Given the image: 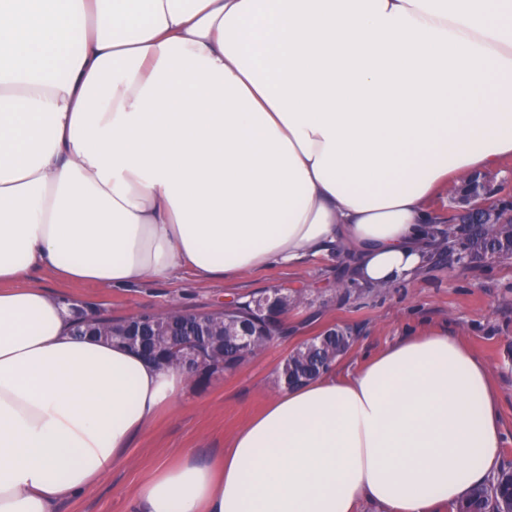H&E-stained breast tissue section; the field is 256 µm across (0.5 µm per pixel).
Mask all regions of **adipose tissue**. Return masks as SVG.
<instances>
[{"label":"adipose tissue","instance_id":"ef3b65f1","mask_svg":"<svg viewBox=\"0 0 512 512\" xmlns=\"http://www.w3.org/2000/svg\"><path fill=\"white\" fill-rule=\"evenodd\" d=\"M508 160L512 0H0V512L92 488L188 383L17 280H232L332 245L361 286L408 282L434 196ZM502 446L486 363L426 328L280 389L136 509L433 512Z\"/></svg>","mask_w":512,"mask_h":512}]
</instances>
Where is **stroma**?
Returning a JSON list of instances; mask_svg holds the SVG:
<instances>
[{
  "label": "stroma",
  "instance_id": "1",
  "mask_svg": "<svg viewBox=\"0 0 512 512\" xmlns=\"http://www.w3.org/2000/svg\"><path fill=\"white\" fill-rule=\"evenodd\" d=\"M339 277L335 252L291 268L269 267L234 285L182 273L127 287L70 284L48 273L34 280L72 308H94L115 318L160 311L178 304L209 311L230 295H258L273 288L304 292L288 311V336L207 388L189 384L182 398L161 411L131 443L125 457L97 484L59 502L56 512H134L138 487L160 466L189 454L203 463L222 457L232 436L277 391L279 367L288 353L322 330L349 329L353 342L334 370L344 374L417 328H448L490 367L500 390L504 444L500 466L512 465V259L465 273L432 265L418 279L389 288H354L350 298L334 293Z\"/></svg>",
  "mask_w": 512,
  "mask_h": 512
}]
</instances>
